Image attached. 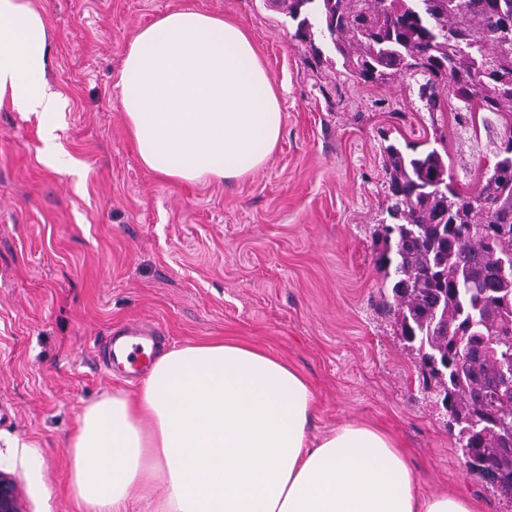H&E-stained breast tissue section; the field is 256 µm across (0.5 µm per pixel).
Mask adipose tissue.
<instances>
[{"label":"adipose tissue","mask_w":512,"mask_h":512,"mask_svg":"<svg viewBox=\"0 0 512 512\" xmlns=\"http://www.w3.org/2000/svg\"><path fill=\"white\" fill-rule=\"evenodd\" d=\"M49 63L46 15L0 0V108L61 111ZM117 85L141 163L172 183L246 179L283 133L280 94L246 28L189 6L137 30ZM314 408L304 375L265 351L170 350L134 390L85 407L69 443L72 493L85 512H477L460 495L421 494L379 430L344 423L313 437Z\"/></svg>","instance_id":"1"}]
</instances>
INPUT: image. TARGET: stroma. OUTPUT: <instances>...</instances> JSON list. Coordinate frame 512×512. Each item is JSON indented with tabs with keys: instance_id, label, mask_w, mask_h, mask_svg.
<instances>
[{
	"instance_id": "1",
	"label": "stroma",
	"mask_w": 512,
	"mask_h": 512,
	"mask_svg": "<svg viewBox=\"0 0 512 512\" xmlns=\"http://www.w3.org/2000/svg\"><path fill=\"white\" fill-rule=\"evenodd\" d=\"M32 2L50 22L48 78L67 100L55 143L74 165H48L39 115L0 110V468L27 512H83L68 445L87 405L131 389L105 375L100 351L134 320L159 324L167 350L221 339L284 359L313 390V433L369 424L396 440L421 493L512 512L464 466L422 390L373 243L390 221L387 146L437 149L471 189L500 150L498 117L471 121L451 97L427 111L410 78L361 82L333 51L296 39L275 0ZM184 6L240 21L280 91L282 137L244 180L167 182L129 140L116 85L125 48Z\"/></svg>"
}]
</instances>
